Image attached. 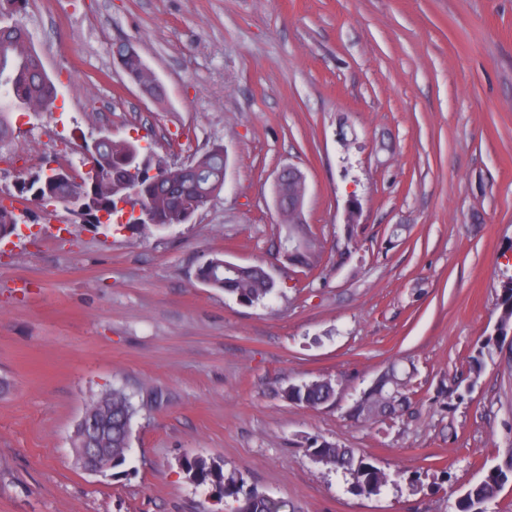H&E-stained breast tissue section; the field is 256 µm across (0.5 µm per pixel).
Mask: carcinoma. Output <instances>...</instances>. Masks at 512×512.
<instances>
[{
  "mask_svg": "<svg viewBox=\"0 0 512 512\" xmlns=\"http://www.w3.org/2000/svg\"><path fill=\"white\" fill-rule=\"evenodd\" d=\"M28 0H0V19L10 20L0 24V90L5 92L7 103L0 107V141L8 134L9 116L13 111L45 112L53 106L55 86L43 69L41 59L32 47L27 29L22 23V12ZM123 71L132 80L144 85L151 84V77L137 53H120ZM141 156V146L133 140L107 138L89 151L84 165L95 171L96 177L89 180L85 175L76 178L64 175L61 170L52 174L39 173L31 178L33 186L47 191L55 190L53 176H65L66 183L61 191L78 196L86 203L87 216H96L101 210L117 214L118 203L131 199L143 204L149 211L150 219L140 224L142 229H161L174 224H185L224 187V146L215 144L208 152L193 159L198 177L191 178L186 168L171 166L157 160L153 167L156 174H149L146 165H133L130 157ZM162 179L172 186L169 191H159L153 181ZM320 245L312 239L305 247L293 252L292 261L307 268L317 265ZM199 279L210 281V287L234 295L245 304L260 303L272 294L276 284L272 283L266 270L260 265L247 266L240 272L224 271V258L214 255L197 269ZM498 307L501 309L500 323L512 327V288L501 291ZM496 352L495 339L487 337L470 356V384H475L488 360ZM288 400L311 408L331 403L336 388L325 379L314 380L288 387ZM409 409V397L404 392L403 378L396 366L386 372L363 391L353 410L357 419L369 420L382 415H396ZM88 411L104 416L112 413V430L103 434L99 445L113 449L126 447L128 437L123 422H132L136 408L131 398L120 388L103 393L89 407ZM309 451L319 457L322 464L342 470L352 478V488L361 495H377L387 483L386 474L364 455L355 454L351 448H342L328 442H313ZM184 470L194 483H210L219 489L225 498H231L237 506L234 512H285L287 504L255 489H244V479L226 474L216 460L201 457L184 463ZM512 472L502 465H495L486 471L484 477L469 486L456 500L455 512H478L488 508L501 491L502 482Z\"/></svg>",
  "mask_w": 512,
  "mask_h": 512,
  "instance_id": "obj_1",
  "label": "carcinoma"
}]
</instances>
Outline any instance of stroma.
Segmentation results:
<instances>
[{
	"label": "stroma",
	"instance_id": "obj_1",
	"mask_svg": "<svg viewBox=\"0 0 512 512\" xmlns=\"http://www.w3.org/2000/svg\"><path fill=\"white\" fill-rule=\"evenodd\" d=\"M23 21L57 99L12 113L0 155L36 143L77 169L106 134L171 164L219 142L227 168L190 223L144 230L26 200L16 184L40 162L0 164L25 215L0 239V512H233L188 480L193 457L292 512H454L512 460V339L449 396L512 277V0H39ZM122 43L162 100L117 65ZM288 164L322 245L312 270L278 254ZM215 254L264 265L276 294L250 306L204 285ZM393 362L410 411L356 421ZM317 379L334 402L286 398ZM115 387L137 408L131 449L90 472L71 436ZM316 439L370 457L380 494L314 462Z\"/></svg>",
	"mask_w": 512,
	"mask_h": 512
}]
</instances>
